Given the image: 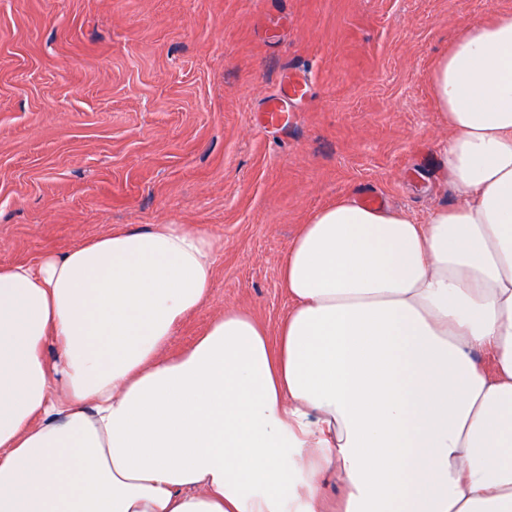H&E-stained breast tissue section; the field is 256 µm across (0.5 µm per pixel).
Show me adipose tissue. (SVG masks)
<instances>
[{
    "label": "adipose tissue",
    "mask_w": 512,
    "mask_h": 512,
    "mask_svg": "<svg viewBox=\"0 0 512 512\" xmlns=\"http://www.w3.org/2000/svg\"><path fill=\"white\" fill-rule=\"evenodd\" d=\"M429 82L458 202L314 213L276 333L230 307L169 354L218 256L190 224L0 264V512H512V14Z\"/></svg>",
    "instance_id": "ef3b65f1"
}]
</instances>
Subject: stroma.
<instances>
[{"label":"stroma","instance_id":"stroma-1","mask_svg":"<svg viewBox=\"0 0 512 512\" xmlns=\"http://www.w3.org/2000/svg\"><path fill=\"white\" fill-rule=\"evenodd\" d=\"M492 13L512 0H0V263L202 225L221 255L170 352L228 306L275 329L317 210L374 192L422 222L457 202L429 73ZM294 70L305 102L262 125Z\"/></svg>","mask_w":512,"mask_h":512}]
</instances>
